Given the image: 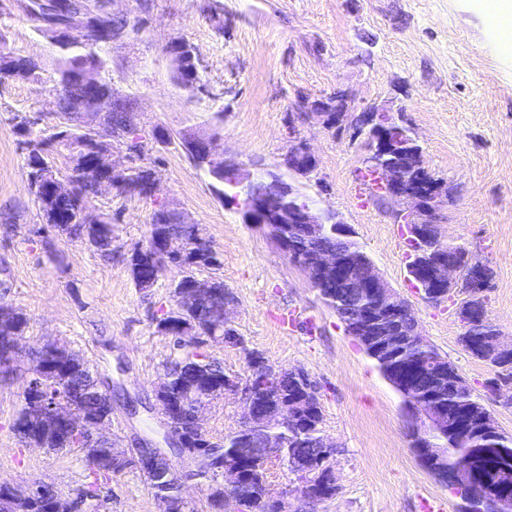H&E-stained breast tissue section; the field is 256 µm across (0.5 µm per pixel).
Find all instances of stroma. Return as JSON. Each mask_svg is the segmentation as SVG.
<instances>
[{
    "mask_svg": "<svg viewBox=\"0 0 512 512\" xmlns=\"http://www.w3.org/2000/svg\"><path fill=\"white\" fill-rule=\"evenodd\" d=\"M114 0L130 27L104 47V78L130 100L142 155L118 147L122 168L156 176L150 196L119 188L92 200L93 214L112 217L115 252L104 259L84 241L47 226L27 181V155L15 125L22 116L55 110L57 57L49 38L26 22L16 0H0L7 51L42 62L35 81L0 83V267L11 288L0 303L29 324L10 381L0 382V482L51 485L64 501L89 492L84 512H158L135 468L93 478L77 450L47 452L12 430L32 376L30 351L66 346L112 381L107 433L116 448L133 439L162 442L154 387L179 352L156 324L169 310L177 271L155 287L135 288L125 255L143 243L159 203L204 225L217 275L234 297L230 314L242 346L207 342L226 372L246 377L244 349L278 367L303 369L316 383L321 429L336 446L330 460L338 490L316 512H457L459 499L418 461L403 399L325 305L303 272L265 232L244 223L235 205L217 197L215 181L180 145L158 133L217 134L227 160L259 177L290 179L322 211L349 225L389 285L412 308L422 335L483 394L492 369L461 345L451 303L433 305L407 272L406 227L394 203L358 192L364 148L349 132L305 117L336 92L355 110L402 112L425 167L446 183L441 208L446 240L463 245L492 270L486 316L512 338V44L497 36L483 0ZM195 49L207 88L197 93L173 74L167 47ZM315 158L304 177L285 159L297 142Z\"/></svg>",
    "mask_w": 512,
    "mask_h": 512,
    "instance_id": "1",
    "label": "stroma"
}]
</instances>
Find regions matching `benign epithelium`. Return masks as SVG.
<instances>
[{"label": "benign epithelium", "mask_w": 512, "mask_h": 512, "mask_svg": "<svg viewBox=\"0 0 512 512\" xmlns=\"http://www.w3.org/2000/svg\"><path fill=\"white\" fill-rule=\"evenodd\" d=\"M345 124L355 129L356 136L363 138L365 155L362 160L365 171L375 175L382 187V199L400 206L396 217L407 224L408 241L416 248L417 257L412 268L416 269L417 283L429 303L441 304L448 294L463 292L467 288L487 287L483 264L473 267V278L467 282L458 279V264L448 258V251L439 248L443 236L439 227L440 209L448 200V188L435 178L424 166L422 150L413 132L404 125L402 117L394 113L373 109L368 112L344 113L336 126ZM78 128L101 139L99 129L107 128L103 113L89 111L79 116ZM186 149L194 154L195 161L209 167L217 181L237 189L233 200H242L244 223L254 224L264 230L291 255L292 262L307 276L311 285L335 282L343 288L369 289L374 294V306L350 310L342 320L345 330L355 337L365 352L382 366L388 382L402 395L411 417L413 449L423 467L451 488L469 491V500L464 502L463 512H512V496L503 492L498 479L487 477L479 488L473 487V458L455 451L456 444L474 441L478 435H494L499 426L480 401H473L467 409L471 428L461 423V412L451 409L431 396L416 395V388L395 364L393 349L399 339V324L409 320L406 339L415 343L424 342L417 321L404 298L400 296L380 275L370 258L358 248L337 249L323 242V233L328 224L351 232V228L330 213H324L306 197L300 196L274 172L265 179H250L241 173L239 164L226 160L220 154L216 137L193 135L183 137ZM288 168L306 175L311 172L314 157L307 143L298 142L288 154ZM311 241L303 249L293 248L298 230ZM157 254L170 258L183 247L175 238L157 239ZM176 292L185 307L209 305L212 320L226 329L232 328L228 319L232 296L219 291V282L212 279H195L188 288ZM480 345V354L487 362H498L512 358V341L504 340L501 331L489 324ZM424 372L434 384H446L451 376L437 360L425 363ZM288 374L300 389L296 400H289L284 393L270 397L274 405L260 408L255 403V393L264 392L282 375ZM183 390L190 403V415L197 433L204 432L203 412L207 407L229 395L243 394L244 409L238 430L260 429L263 431V447L254 449L258 458L256 470L269 467L274 462L293 464L292 452L286 450L285 442L271 430L297 420L296 410L312 400L319 399L316 384L298 369L271 367L259 373L254 390L242 392L235 376H224L220 384L201 383L195 379L177 380L171 374L155 390V406L162 416L166 429L167 448L135 446L119 452L108 448L109 459L114 464L132 461L154 486L162 487L157 494L160 512H171L174 504H185L183 497L184 476L172 465L169 454L174 453L195 468V475L220 476L221 481L212 485L228 497L239 486L243 477L239 462L224 455L222 448H208L204 444L190 445L187 438L177 435L172 421L182 412L183 400L176 390ZM35 386H30L26 395L27 409L39 423L45 435L52 434L61 424L71 421L66 409L46 405L36 397ZM107 418H96L88 422V435L84 447L92 448L108 440L103 432ZM30 492L14 485L0 486V512H30Z\"/></svg>", "instance_id": "obj_1"}]
</instances>
